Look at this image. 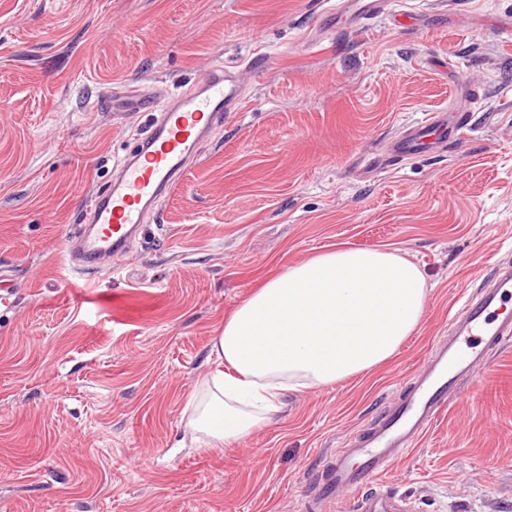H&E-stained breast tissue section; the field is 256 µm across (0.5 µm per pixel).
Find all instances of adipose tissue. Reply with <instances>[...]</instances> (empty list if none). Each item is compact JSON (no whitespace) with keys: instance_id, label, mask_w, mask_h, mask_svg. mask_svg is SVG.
Segmentation results:
<instances>
[{"instance_id":"1","label":"adipose tissue","mask_w":512,"mask_h":512,"mask_svg":"<svg viewBox=\"0 0 512 512\" xmlns=\"http://www.w3.org/2000/svg\"><path fill=\"white\" fill-rule=\"evenodd\" d=\"M426 294L420 267L386 247L344 245L266 280L213 339V370L184 409L193 444H235L269 424L288 392L387 361L418 329Z\"/></svg>"}]
</instances>
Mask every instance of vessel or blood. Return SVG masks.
<instances>
[{
  "label": "vessel or blood",
  "instance_id": "b4317fda",
  "mask_svg": "<svg viewBox=\"0 0 512 512\" xmlns=\"http://www.w3.org/2000/svg\"><path fill=\"white\" fill-rule=\"evenodd\" d=\"M390 6V0H355L350 15L328 7L321 22L334 31L346 25L360 29ZM106 96L125 102L130 115L154 112L158 118L133 155L123 159L116 178L87 196L82 212L88 229L69 241V266L102 277L121 264L142 225L198 162L201 144L223 125L227 113L238 110L244 81L238 70L217 59L184 92L136 95L117 85ZM467 110L464 104L442 109L409 125L388 142L385 159L399 163L433 155L460 141L466 135ZM485 283L480 296L462 299L461 314L452 317L447 336L431 348L394 406L350 435L330 456L322 480L306 496L310 512H322L326 502H344L349 494L356 496L358 512H392L391 497L368 491L369 479L385 474L402 451L415 447L473 379L477 367L512 343V320L499 315L502 303L512 298V265H494Z\"/></svg>",
  "mask_w": 512,
  "mask_h": 512
}]
</instances>
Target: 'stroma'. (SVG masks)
I'll return each instance as SVG.
<instances>
[{
  "label": "stroma",
  "mask_w": 512,
  "mask_h": 512,
  "mask_svg": "<svg viewBox=\"0 0 512 512\" xmlns=\"http://www.w3.org/2000/svg\"><path fill=\"white\" fill-rule=\"evenodd\" d=\"M324 0H0V512H298L326 458L396 401L485 262L512 260V0H403L411 25L320 32ZM445 12L443 27L424 18ZM260 70L239 111L87 288L61 249L91 186L152 120L122 83L187 89L215 56ZM477 101L463 141L373 161L408 124ZM348 244L390 246L428 294L371 372L289 393L232 446L183 416L212 339L264 277ZM372 488L401 512H512V345L490 356Z\"/></svg>",
  "instance_id": "35a3bbf8"
}]
</instances>
